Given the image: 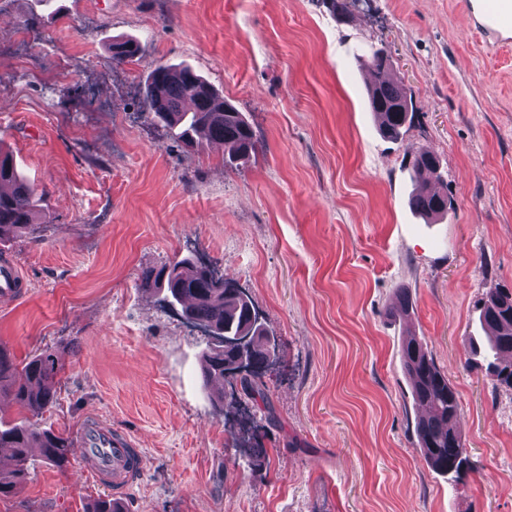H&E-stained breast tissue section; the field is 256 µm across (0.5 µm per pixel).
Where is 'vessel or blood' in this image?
I'll return each mask as SVG.
<instances>
[{"mask_svg":"<svg viewBox=\"0 0 512 512\" xmlns=\"http://www.w3.org/2000/svg\"><path fill=\"white\" fill-rule=\"evenodd\" d=\"M22 274L14 263L0 265V295L9 298L21 294ZM80 448L81 469L93 481L114 492V500H122L141 478L144 457L141 449L127 434L96 419L86 420L74 440Z\"/></svg>","mask_w":512,"mask_h":512,"instance_id":"b4317fda","label":"vessel or blood"}]
</instances>
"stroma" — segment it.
<instances>
[{
    "label": "stroma",
    "mask_w": 512,
    "mask_h": 512,
    "mask_svg": "<svg viewBox=\"0 0 512 512\" xmlns=\"http://www.w3.org/2000/svg\"><path fill=\"white\" fill-rule=\"evenodd\" d=\"M116 38L137 40L139 61L112 64ZM377 48L416 110L396 142L367 106ZM160 65L230 99L255 159L187 151L145 112ZM0 143L41 194L29 233L0 243L26 282L0 304V346L61 366L55 404L35 415L4 397L1 422L72 438L96 415L135 437L144 475L126 512H512V391L471 354L485 293L512 289V44L463 0H353L344 16L323 0H0ZM421 147L453 203L431 224L409 207ZM184 257L258 311L286 362L265 376L277 425L239 384L211 401L208 331L139 288ZM410 331L459 396L465 478L417 448ZM245 427L267 466L234 447ZM28 467L0 512H86L111 493L74 451L65 470Z\"/></svg>",
    "instance_id": "1"
}]
</instances>
